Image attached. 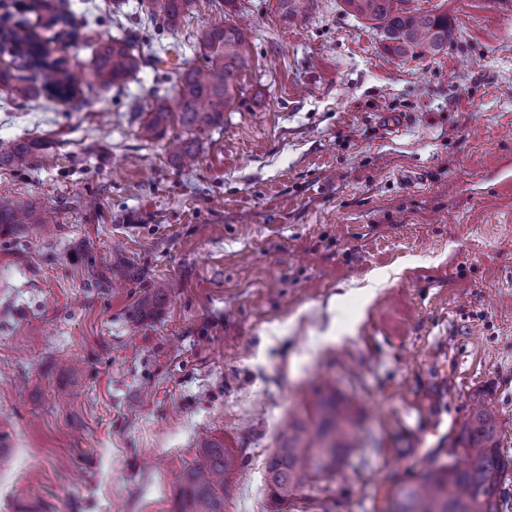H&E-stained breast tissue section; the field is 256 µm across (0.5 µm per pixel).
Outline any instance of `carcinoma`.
Here are the masks:
<instances>
[{"label":"carcinoma","instance_id":"cac0c4a2","mask_svg":"<svg viewBox=\"0 0 512 512\" xmlns=\"http://www.w3.org/2000/svg\"><path fill=\"white\" fill-rule=\"evenodd\" d=\"M345 12L373 23L396 56L409 53L437 55L453 42L448 17L407 7L408 0H343ZM147 26L162 32L177 31L192 14L196 0H142ZM313 0H278L281 17L292 21L306 16ZM59 30L41 37L26 22L0 26V48L9 50L12 64L0 68V84L10 88L21 103L44 96L62 106L75 102L85 82L103 90L125 84L145 60L139 39L126 34L97 42L89 73L73 69L66 59L51 55L49 43L75 37V25L67 0H57L51 27ZM198 64L179 72L174 104L163 97L141 105L145 113L139 136L145 141L166 137L168 125L178 123L184 135L168 143L176 161L195 159L198 132L224 122L242 95V76L249 70L253 46L247 29L235 21L209 25L195 43ZM49 144L37 140L0 142V167L20 168L37 161L52 162ZM55 223L46 212L26 199L0 203V232L17 228L45 229ZM314 437L295 423L266 465L267 481L275 502L287 501L306 483L333 475L351 448V411L336 395L321 397ZM499 420L494 402L487 398L472 413L460 438L462 463L428 470L416 483L402 488L391 512H503L509 488L508 461L498 445ZM236 466L223 445L206 442L187 468L179 492V512H224V486Z\"/></svg>","mask_w":512,"mask_h":512}]
</instances>
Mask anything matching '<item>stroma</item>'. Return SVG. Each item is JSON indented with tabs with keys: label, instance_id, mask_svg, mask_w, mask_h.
<instances>
[{
	"label": "stroma",
	"instance_id": "1",
	"mask_svg": "<svg viewBox=\"0 0 512 512\" xmlns=\"http://www.w3.org/2000/svg\"><path fill=\"white\" fill-rule=\"evenodd\" d=\"M99 6L119 36L141 0ZM276 0H196L145 38L123 87L73 110L0 87V140L49 142L51 167L0 168V202L51 211L54 236L0 232V512H178L202 440L236 459L224 512H388L448 451L434 416L491 393L512 461V0H410L444 13L437 55L389 53L343 0L303 24ZM247 14L242 106L178 166L138 136L207 25ZM409 113L386 130L381 116ZM167 284L158 295V284ZM329 392L355 411L340 475L283 508L265 463ZM443 421L438 419L428 432H421L419 434V443L416 448L417 454L426 457L433 448L444 446L448 441V436H453L457 429L460 427V421L453 419L448 427L442 429ZM433 440L429 442L428 437Z\"/></svg>",
	"mask_w": 512,
	"mask_h": 512
}]
</instances>
